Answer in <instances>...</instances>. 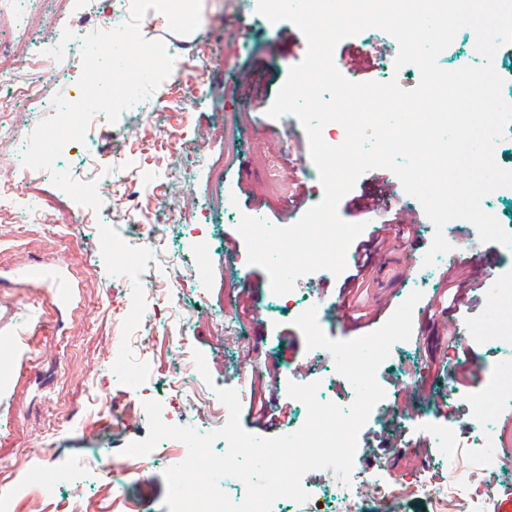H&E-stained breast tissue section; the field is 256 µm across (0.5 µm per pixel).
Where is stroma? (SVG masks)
<instances>
[{
  "label": "stroma",
  "instance_id": "stroma-1",
  "mask_svg": "<svg viewBox=\"0 0 512 512\" xmlns=\"http://www.w3.org/2000/svg\"><path fill=\"white\" fill-rule=\"evenodd\" d=\"M258 0H202L198 28L188 35L171 30L166 16L148 10L142 37L163 43L173 58L171 74L145 99L124 110L117 123L95 112L84 142L66 145L54 169L81 182H93L102 205L93 223L80 221L81 205L56 187L49 172L35 174L22 187V211L0 220V269L19 277L0 283V491H11L10 512H169L164 472L181 459L185 446L159 442L146 460L126 455L125 447L145 439V404L162 405L170 426L207 433L225 410L217 391L234 389L243 409L239 422L249 433L269 437L246 415L257 375L266 396L282 406L284 433L306 421L307 409L287 393L288 383H317V398L349 409L353 385L333 371L323 348L307 349L294 320L309 296L320 299L319 326L335 340L331 312L347 275L318 270L296 280L288 303L276 301L267 273L247 261L237 230L242 216L278 227L298 221L287 211L289 195L269 192L267 182H293L297 166L312 167L309 140L273 136L293 114L260 117L252 99L271 106L290 69L305 57L307 41L290 21L268 26ZM107 9L106 0H66L64 11L45 7L40 42L22 40L19 24L0 16V93L22 83H40L46 99H71L82 72L81 58L50 59L46 69L30 65L34 47L49 49L77 34L91 35ZM396 40L379 29L360 39L340 41L335 67L347 57L365 56L364 81L397 80L415 88L417 66L395 68ZM43 112L16 105L13 127L0 133V184L14 179L28 137L46 120ZM387 190L402 193L396 175L385 168L362 173L341 199L340 217L354 221L356 203L372 192L371 176ZM138 207L142 221L155 225V237L127 222ZM411 221L409 239L396 240L377 258L367 304L377 319L357 329L364 336L384 324L413 291L422 297L412 315V336L395 343L376 379L385 397L360 429L361 472L395 471L384 493L355 482L356 512H465L457 490L478 477L504 482L512 462L498 458L496 470L483 469L472 442L474 408L489 411L495 440L512 442L503 414L512 390V347L496 341V331L512 326V305L483 298L457 307L452 320L429 318L437 303L442 273L451 256L485 257L493 277L490 290L512 286V248L497 243L473 246L467 226L450 253L432 265L423 258L434 225L423 209L401 211ZM41 278L22 276L29 265ZM246 292H239L241 281ZM468 325L469 335L449 346V323ZM483 370L476 387L454 391L448 370L463 357ZM450 431L455 451L442 449ZM390 437L397 447L383 450ZM424 442L428 467L415 465L416 442ZM423 472L440 489L437 498L420 492L409 479Z\"/></svg>",
  "mask_w": 512,
  "mask_h": 512
}]
</instances>
